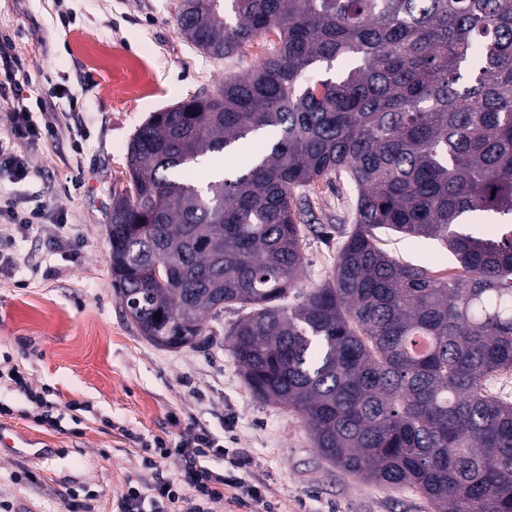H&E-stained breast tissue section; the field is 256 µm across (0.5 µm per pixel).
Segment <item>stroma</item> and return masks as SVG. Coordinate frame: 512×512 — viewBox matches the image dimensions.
Returning a JSON list of instances; mask_svg holds the SVG:
<instances>
[{
	"label": "stroma",
	"mask_w": 512,
	"mask_h": 512,
	"mask_svg": "<svg viewBox=\"0 0 512 512\" xmlns=\"http://www.w3.org/2000/svg\"><path fill=\"white\" fill-rule=\"evenodd\" d=\"M178 0H0V37L10 38L17 78L30 100L56 87L81 108L57 101L32 108L52 137L11 141L30 178L0 170V196L43 207L49 221L19 232L0 219V361L17 364L35 390H49L63 432L35 424L25 399L0 387L15 426L45 454L27 461L0 447V512H66L68 500L116 512L128 481L152 489L177 479L178 454L158 459L153 440L175 446L191 429L211 432L229 451L245 452L236 477L258 486L276 512H432L413 490L396 491L324 461L301 416L253 396L225 336L240 313L212 322L211 346L166 350L141 337L112 286L106 226L113 190L126 186V153L151 113L196 92L216 91L224 75L249 74L277 36L255 38L230 60L205 57L181 35ZM311 231L304 240L305 288L331 273L342 232L352 226L354 192L345 175L307 191ZM394 258L452 273L437 241L380 232ZM160 467H153V460ZM34 472L27 480L26 472Z\"/></svg>",
	"instance_id": "1"
}]
</instances>
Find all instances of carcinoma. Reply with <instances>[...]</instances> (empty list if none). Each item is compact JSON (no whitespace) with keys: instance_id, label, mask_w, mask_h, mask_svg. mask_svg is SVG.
Segmentation results:
<instances>
[{"instance_id":"carcinoma-1","label":"carcinoma","mask_w":512,"mask_h":512,"mask_svg":"<svg viewBox=\"0 0 512 512\" xmlns=\"http://www.w3.org/2000/svg\"><path fill=\"white\" fill-rule=\"evenodd\" d=\"M178 22L217 60L277 43L128 144L109 260L141 336L209 343L237 307L246 384L326 461L433 512H512V400L488 389L512 371V0H179ZM337 173L353 227L306 291L302 192ZM380 229L443 243L456 273L391 258Z\"/></svg>"}]
</instances>
